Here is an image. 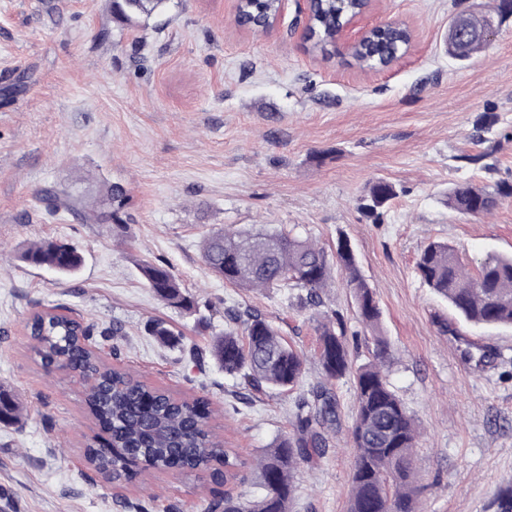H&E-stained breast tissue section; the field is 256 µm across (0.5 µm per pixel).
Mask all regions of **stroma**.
Returning a JSON list of instances; mask_svg holds the SVG:
<instances>
[{
    "label": "stroma",
    "instance_id": "35a3bbf8",
    "mask_svg": "<svg viewBox=\"0 0 512 512\" xmlns=\"http://www.w3.org/2000/svg\"><path fill=\"white\" fill-rule=\"evenodd\" d=\"M494 0H373L366 26L400 21L412 47L386 68H360L345 38L313 49L292 15L264 33L241 26L236 0H168L147 25L114 18L112 0H0V389L25 406L0 426V512H208L251 492L147 470L113 483L88 463L102 433L66 370H45L30 349L33 313L60 307L95 325L93 348L151 386L208 398L228 447L253 457L290 431L292 396L256 392L209 355L228 308H254L305 359L304 388L321 379L312 311L291 290H244L207 267L210 232L263 226L335 251L350 240L376 293L395 350L392 388L419 422L422 512H493L512 484V329L457 325L416 273L429 241L477 266L512 254V197L488 213L448 208L472 183H512V17L469 59L448 55L458 13ZM467 154L480 155L476 164ZM396 191L380 220L363 208L372 183ZM127 192L122 223L85 211ZM58 189L82 203L55 211ZM58 238L84 256L73 277L27 265L19 250ZM170 267L194 297L185 310L154 295L140 274ZM349 331L355 363L368 360L353 299L334 272L323 293ZM173 330L161 344L150 325ZM118 325L119 336L103 335ZM493 353L478 367L465 346ZM340 428L326 455L297 475L294 512H346L354 450V391L335 388Z\"/></svg>",
    "mask_w": 512,
    "mask_h": 512
}]
</instances>
